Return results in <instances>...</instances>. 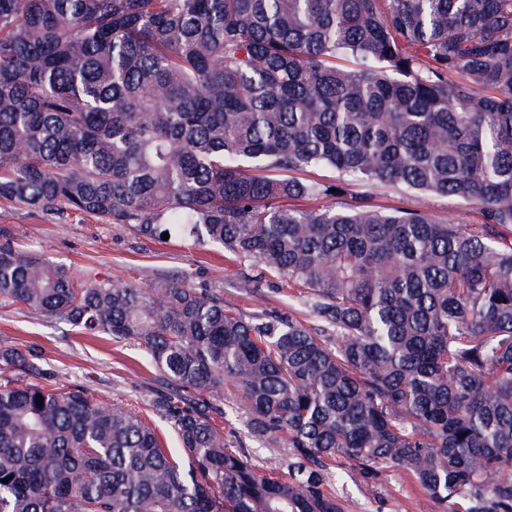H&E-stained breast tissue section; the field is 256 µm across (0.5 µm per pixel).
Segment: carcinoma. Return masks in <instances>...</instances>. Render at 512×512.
Masks as SVG:
<instances>
[{"mask_svg":"<svg viewBox=\"0 0 512 512\" xmlns=\"http://www.w3.org/2000/svg\"><path fill=\"white\" fill-rule=\"evenodd\" d=\"M312 168L335 177L294 176ZM378 185L479 223L349 194ZM0 198L220 245L317 321L0 244L1 298L133 341L175 383L153 409L179 443L0 341V512H343L338 466L512 512V0H0ZM228 388L288 476L195 400ZM351 190L370 193L374 204L387 212L398 207L422 208L439 221H449L452 224H477L475 208L452 196L418 195L388 186H357Z\"/></svg>","mask_w":512,"mask_h":512,"instance_id":"obj_1","label":"carcinoma"}]
</instances>
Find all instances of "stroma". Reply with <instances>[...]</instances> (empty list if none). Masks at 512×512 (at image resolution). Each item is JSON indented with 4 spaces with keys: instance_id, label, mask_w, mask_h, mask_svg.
<instances>
[{
    "instance_id": "35a3bbf8",
    "label": "stroma",
    "mask_w": 512,
    "mask_h": 512,
    "mask_svg": "<svg viewBox=\"0 0 512 512\" xmlns=\"http://www.w3.org/2000/svg\"><path fill=\"white\" fill-rule=\"evenodd\" d=\"M370 193L375 205L387 212L422 208L439 221H477L474 208L452 196L418 195L388 186L371 187ZM4 240L18 251L65 267L80 279L144 286L162 275L193 288L215 290L225 304L250 314L311 318L298 288L285 279L269 276L257 289H246L241 266L225 258L223 249L190 238H145L125 224H108L89 215H48L0 200V242ZM0 340L38 354L44 382L79 387L91 398L124 405L161 427L152 402L168 383L134 342H117L105 334L85 335L6 298L0 299ZM210 402L221 409L224 432L234 445L246 448L261 469L287 473L285 454L267 452L250 435L247 410L240 402L230 395L211 397ZM334 490L345 512H438L437 504L401 472H386L378 484L369 486L345 476Z\"/></svg>"
}]
</instances>
